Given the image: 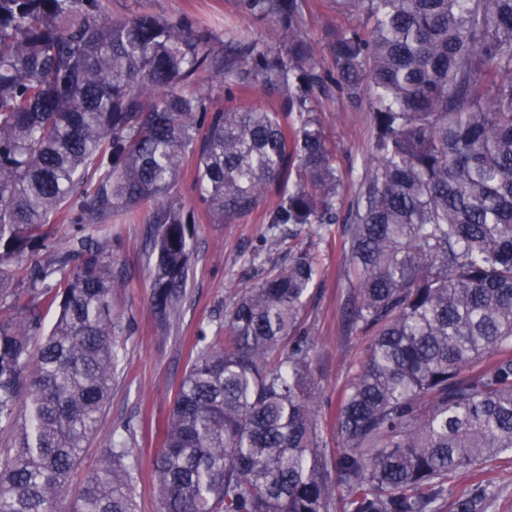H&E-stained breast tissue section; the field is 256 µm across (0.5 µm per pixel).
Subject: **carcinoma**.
<instances>
[{
    "label": "carcinoma",
    "mask_w": 512,
    "mask_h": 512,
    "mask_svg": "<svg viewBox=\"0 0 512 512\" xmlns=\"http://www.w3.org/2000/svg\"><path fill=\"white\" fill-rule=\"evenodd\" d=\"M278 46L213 50L194 23L109 18L103 0H0V512H136L138 463L115 441L81 482L120 362L110 240L24 269L59 221L151 211V306L179 316L191 224L172 190L186 153L227 224L270 190L271 224H332L335 146L308 104L322 87L305 0H246ZM366 31L332 34L336 84L373 100L344 252L365 360L323 437L312 347L288 341L318 274L298 250L238 298L197 354L163 426L159 512H439L448 480L512 454V0H338ZM277 91L280 110L211 109L199 77ZM28 287L12 288L18 270ZM58 307L45 329L42 303ZM479 485L458 512H480Z\"/></svg>",
    "instance_id": "obj_1"
}]
</instances>
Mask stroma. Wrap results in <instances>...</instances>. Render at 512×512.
I'll use <instances>...</instances> for the list:
<instances>
[{
	"mask_svg": "<svg viewBox=\"0 0 512 512\" xmlns=\"http://www.w3.org/2000/svg\"><path fill=\"white\" fill-rule=\"evenodd\" d=\"M305 2L304 30L331 87L328 95L319 97L315 116L336 145L342 181L340 211L345 214L355 202L362 164L373 140L372 101L367 97L352 100L336 89V71L325 41L337 30L366 29L369 20L363 10L338 8L336 0ZM104 4L111 18L139 12L163 19L189 18L207 30L217 50L241 33L259 44H271L277 27L273 16L246 9L243 0H104ZM195 165V157H187L185 174L174 190L176 202L195 212L189 241L190 277L178 319L161 321L150 305L155 227L147 214L116 215L103 228L112 241V269L123 280L122 288L112 294V306L123 327L119 337L122 355L112 398L75 477L84 479L112 440L130 438L139 465V512H158L150 472L161 445L163 422L181 380L199 350L223 339L225 317L233 302L264 270L286 263L290 252L299 249L317 254L320 273L308 291L300 332L313 343V390L328 445L336 443L337 403L369 341L367 334L351 330L348 324L350 290L342 278L344 221L323 227L271 225L268 216L277 202L271 194L234 223H213L193 187ZM479 484L491 491L482 512H512V454L499 457L482 471L451 479L440 512H457L458 502Z\"/></svg>",
	"mask_w": 512,
	"mask_h": 512,
	"instance_id": "1",
	"label": "stroma"
}]
</instances>
